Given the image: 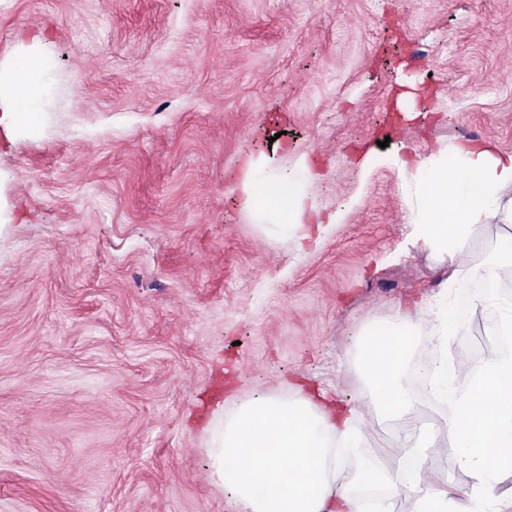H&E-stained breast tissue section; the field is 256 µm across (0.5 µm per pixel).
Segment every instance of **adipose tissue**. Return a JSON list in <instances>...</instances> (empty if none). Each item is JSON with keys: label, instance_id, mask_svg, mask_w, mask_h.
Returning a JSON list of instances; mask_svg holds the SVG:
<instances>
[{"label": "adipose tissue", "instance_id": "obj_1", "mask_svg": "<svg viewBox=\"0 0 512 512\" xmlns=\"http://www.w3.org/2000/svg\"><path fill=\"white\" fill-rule=\"evenodd\" d=\"M41 58H24L11 79L0 123L18 122L31 106ZM308 162L264 183L245 180L264 215L299 243L311 242L313 207L305 186ZM512 154L464 143L417 157L405 182L411 201L406 225L413 245L448 261L449 289L512 268V232L496 236L483 261L474 246L491 227L512 229ZM461 326L449 323L434 300L409 298L384 326L365 327L352 364L361 385L348 401L325 395L283 399L257 395L238 404L214 441L210 474L233 494L240 512H366L362 488H383L377 512H393L399 498H415L417 512H512L498 487L512 472V347L477 359L448 354ZM427 339L438 352L430 376L446 406L444 432L418 430L421 402L404 383L413 345ZM403 422L390 444L377 439V422ZM451 457L472 480L470 491L450 485L438 455ZM390 467H383V460Z\"/></svg>", "mask_w": 512, "mask_h": 512}]
</instances>
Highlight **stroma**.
<instances>
[{"label": "stroma", "mask_w": 512, "mask_h": 512, "mask_svg": "<svg viewBox=\"0 0 512 512\" xmlns=\"http://www.w3.org/2000/svg\"><path fill=\"white\" fill-rule=\"evenodd\" d=\"M508 29L512 0H0V74L43 62L0 135V512H239L236 404L346 399L362 324L438 294L401 162L512 153ZM305 156L302 253L240 174Z\"/></svg>", "instance_id": "obj_1"}]
</instances>
